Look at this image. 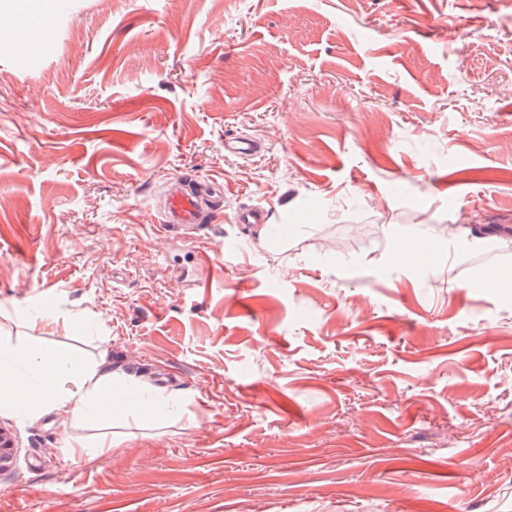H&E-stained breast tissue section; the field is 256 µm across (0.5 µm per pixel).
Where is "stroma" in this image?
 I'll return each instance as SVG.
<instances>
[{
	"mask_svg": "<svg viewBox=\"0 0 512 512\" xmlns=\"http://www.w3.org/2000/svg\"><path fill=\"white\" fill-rule=\"evenodd\" d=\"M49 39L0 26V346L177 410L0 404V512H512V0H62ZM177 175L224 183L195 236ZM205 198L191 188L176 190L165 204V222L172 226L195 230L204 217ZM16 461V446L13 430L0 423V474L14 468Z\"/></svg>",
	"mask_w": 512,
	"mask_h": 512,
	"instance_id": "35a3bbf8",
	"label": "stroma"
}]
</instances>
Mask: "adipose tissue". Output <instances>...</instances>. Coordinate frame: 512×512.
<instances>
[{"mask_svg": "<svg viewBox=\"0 0 512 512\" xmlns=\"http://www.w3.org/2000/svg\"><path fill=\"white\" fill-rule=\"evenodd\" d=\"M11 363L0 370L11 377L8 401L38 414L55 411L71 418L109 413L121 396L107 383L104 358L71 371L62 357L34 348L15 349Z\"/></svg>", "mask_w": 512, "mask_h": 512, "instance_id": "1", "label": "adipose tissue"}]
</instances>
